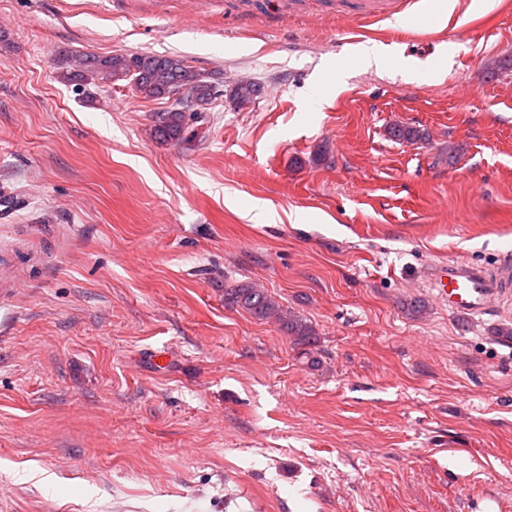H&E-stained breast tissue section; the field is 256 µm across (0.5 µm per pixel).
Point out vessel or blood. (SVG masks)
<instances>
[{
    "label": "vessel or blood",
    "instance_id": "obj_1",
    "mask_svg": "<svg viewBox=\"0 0 512 512\" xmlns=\"http://www.w3.org/2000/svg\"><path fill=\"white\" fill-rule=\"evenodd\" d=\"M346 3L350 18L367 21L397 18L415 0H346ZM431 286L438 301L453 312L479 314L512 293V263L506 261L491 269L466 263L440 264L433 270Z\"/></svg>",
    "mask_w": 512,
    "mask_h": 512
}]
</instances>
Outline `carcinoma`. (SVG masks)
Here are the masks:
<instances>
[{
  "mask_svg": "<svg viewBox=\"0 0 512 512\" xmlns=\"http://www.w3.org/2000/svg\"><path fill=\"white\" fill-rule=\"evenodd\" d=\"M69 81L87 77L104 84L126 81L132 91L150 101L170 100L176 88H184L198 105L209 106L218 89L211 76L193 69L188 61L177 55L113 54L106 57L84 55L76 60L73 71L65 74ZM260 85L255 82L237 81L231 88L233 99L241 104L257 98ZM190 117L173 105L155 113L150 130L158 143H179L187 140ZM226 301L243 308L254 318L274 321L290 336L301 342H311L315 329L303 318L288 312L265 291L251 284H242L224 291Z\"/></svg>",
  "mask_w": 512,
  "mask_h": 512,
  "instance_id": "obj_1",
  "label": "carcinoma"
}]
</instances>
